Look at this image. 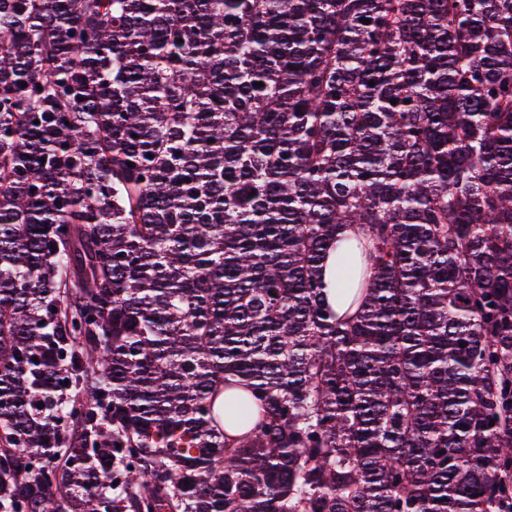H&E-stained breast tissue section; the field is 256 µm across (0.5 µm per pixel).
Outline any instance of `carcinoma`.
<instances>
[{
  "label": "carcinoma",
  "instance_id": "cac0c4a2",
  "mask_svg": "<svg viewBox=\"0 0 512 512\" xmlns=\"http://www.w3.org/2000/svg\"><path fill=\"white\" fill-rule=\"evenodd\" d=\"M0 512H512V0H0ZM322 265L321 278L323 281V294L326 298V303L335 311L337 310L340 314H343L347 310L348 306L338 305L336 295V254L331 251Z\"/></svg>",
  "mask_w": 512,
  "mask_h": 512
}]
</instances>
